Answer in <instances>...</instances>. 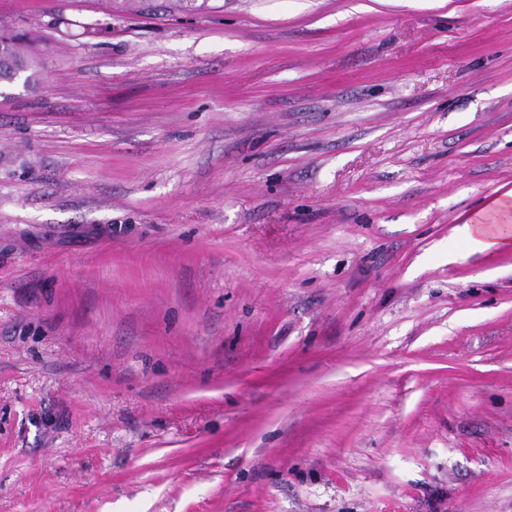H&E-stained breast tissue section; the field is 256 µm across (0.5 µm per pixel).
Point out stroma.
<instances>
[{
  "label": "stroma",
  "instance_id": "stroma-1",
  "mask_svg": "<svg viewBox=\"0 0 512 512\" xmlns=\"http://www.w3.org/2000/svg\"><path fill=\"white\" fill-rule=\"evenodd\" d=\"M0 19V512H512V0ZM26 33L0 21V85L2 82L13 83L21 74L29 72L25 83L34 81L37 62L33 56L24 52L21 43L25 41ZM512 192L495 202L489 214L459 228L482 251L507 250L512 245Z\"/></svg>",
  "mask_w": 512,
  "mask_h": 512
}]
</instances>
